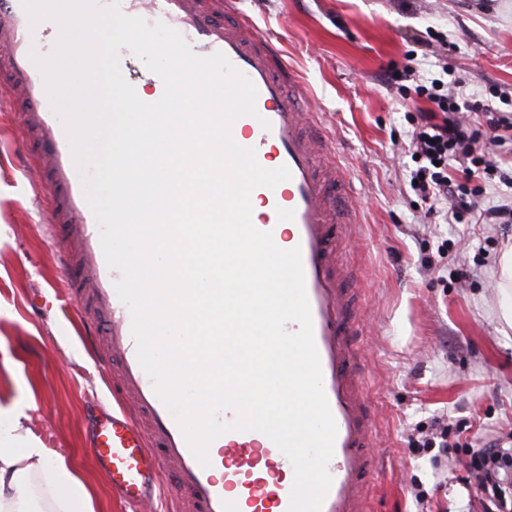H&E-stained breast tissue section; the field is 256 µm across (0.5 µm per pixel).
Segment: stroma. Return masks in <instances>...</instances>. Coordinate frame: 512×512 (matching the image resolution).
I'll list each match as a JSON object with an SVG mask.
<instances>
[{
  "instance_id": "stroma-1",
  "label": "stroma",
  "mask_w": 512,
  "mask_h": 512,
  "mask_svg": "<svg viewBox=\"0 0 512 512\" xmlns=\"http://www.w3.org/2000/svg\"><path fill=\"white\" fill-rule=\"evenodd\" d=\"M236 12L315 99L359 205L344 258L358 272L357 342L377 413L374 512H484L466 462L469 449L512 433V328L496 316L495 287L512 224H455L419 206L408 148L428 103L379 76L409 62L421 78L451 73L512 110V95L487 92H512V0H237ZM14 112L0 108V411L25 406L44 447L93 477L102 512H132L89 447L116 401L59 282L48 199L28 178ZM440 425L449 449L410 447Z\"/></svg>"
}]
</instances>
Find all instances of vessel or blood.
Masks as SVG:
<instances>
[{"label":"vessel or blood","mask_w":512,"mask_h":512,"mask_svg":"<svg viewBox=\"0 0 512 512\" xmlns=\"http://www.w3.org/2000/svg\"><path fill=\"white\" fill-rule=\"evenodd\" d=\"M119 8L178 31L197 55L224 53L255 85L258 114L239 118L232 135L255 149L263 167L284 165L291 172L275 188H256L251 199L263 209L259 230L301 250L323 388L337 427L322 512H374L375 410L356 342L359 299L333 252L338 229L351 224L355 206L350 191L328 192L320 171L332 163L334 144L306 110L308 96L272 42L248 22L216 19V11L234 12V0H214L209 10L201 0H120ZM59 34L51 20L31 25L21 0H0V51L10 60L0 89L26 105L20 137L35 150L31 176L48 194L50 229L60 233L61 283L82 314L89 345L102 346L119 373L113 395L133 401L132 411L113 412L96 424L90 445L98 466L122 502L148 512L165 490L187 500L190 512H288L294 470L276 444L257 431H230L210 467H201L138 361L131 314L115 290L120 274L107 265L64 125L30 58L39 41L54 51Z\"/></svg>","instance_id":"b4317fda"}]
</instances>
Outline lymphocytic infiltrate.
<instances>
[{"mask_svg":"<svg viewBox=\"0 0 512 512\" xmlns=\"http://www.w3.org/2000/svg\"><path fill=\"white\" fill-rule=\"evenodd\" d=\"M415 74L410 66L399 72L389 69L384 80L394 84L401 78L414 79ZM413 92L430 104L421 111L411 136L420 175L414 190L427 203L429 213H436L442 205L458 224L475 214L486 224H511L512 206H483L480 190L471 186L482 174L503 181L508 178L467 119L469 113L482 111V102L468 98L458 78L448 82L436 78L427 84L415 81ZM471 474L476 494L494 500L500 512H506L512 504L506 497L512 486V450L497 444L473 449Z\"/></svg>","mask_w":512,"mask_h":512,"instance_id":"obj_1","label":"lymphocytic infiltrate"}]
</instances>
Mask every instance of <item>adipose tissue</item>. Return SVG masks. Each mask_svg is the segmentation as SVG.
<instances>
[{"label":"adipose tissue","mask_w":512,"mask_h":512,"mask_svg":"<svg viewBox=\"0 0 512 512\" xmlns=\"http://www.w3.org/2000/svg\"><path fill=\"white\" fill-rule=\"evenodd\" d=\"M27 419L19 408L0 424V512H95L84 478L43 447Z\"/></svg>","instance_id":"1"}]
</instances>
